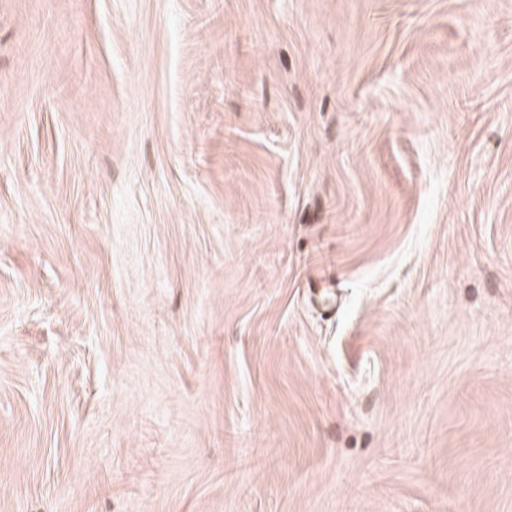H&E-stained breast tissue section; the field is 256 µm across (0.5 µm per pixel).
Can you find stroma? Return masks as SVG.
Wrapping results in <instances>:
<instances>
[{
  "mask_svg": "<svg viewBox=\"0 0 512 512\" xmlns=\"http://www.w3.org/2000/svg\"><path fill=\"white\" fill-rule=\"evenodd\" d=\"M0 512H512V0H0Z\"/></svg>",
  "mask_w": 512,
  "mask_h": 512,
  "instance_id": "obj_1",
  "label": "stroma"
}]
</instances>
